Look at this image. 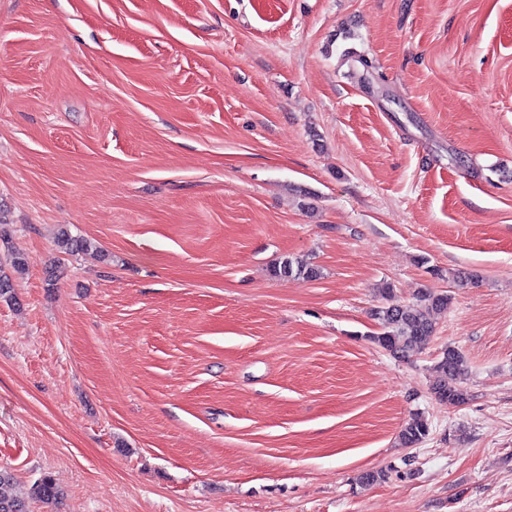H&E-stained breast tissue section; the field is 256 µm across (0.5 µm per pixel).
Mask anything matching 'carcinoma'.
<instances>
[{
  "mask_svg": "<svg viewBox=\"0 0 512 512\" xmlns=\"http://www.w3.org/2000/svg\"><path fill=\"white\" fill-rule=\"evenodd\" d=\"M56 246L59 251L68 254L87 252L94 243L83 237H75L68 230L60 231ZM12 273L0 268V301L15 300L12 274H21L26 269V260L21 255H15L10 261ZM275 273L289 277L303 276L307 279L318 277L319 271L314 266L301 260L285 259L275 269ZM451 304V297L444 293H435L421 289L416 294V302L412 304H391L376 310L375 317L385 331L374 337V341L395 357H402L409 349L426 342L435 329L434 313L446 311ZM438 376L431 390L441 401L463 404L467 400L463 389L457 387L467 372V362L464 355L454 347H448L442 352L437 364ZM427 423L415 417L401 432V441L412 446L420 443L427 435ZM36 499L46 504H58L64 498V492L49 475L37 480L25 498L14 491V474L7 467H0V512H29L28 499Z\"/></svg>",
  "mask_w": 512,
  "mask_h": 512,
  "instance_id": "cac0c4a2",
  "label": "carcinoma"
}]
</instances>
